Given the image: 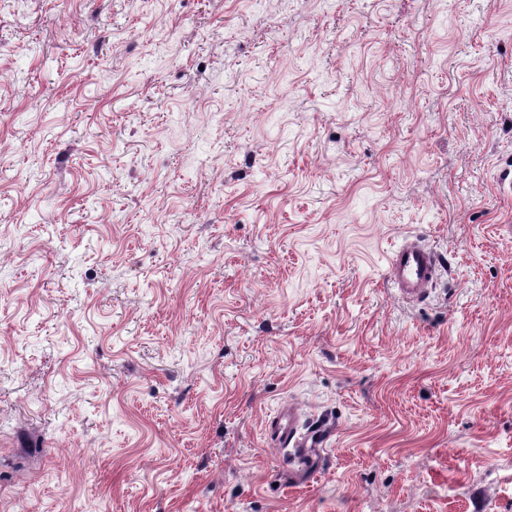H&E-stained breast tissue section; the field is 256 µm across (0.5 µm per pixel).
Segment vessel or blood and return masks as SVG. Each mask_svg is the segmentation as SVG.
I'll list each match as a JSON object with an SVG mask.
<instances>
[{"label":"vessel or blood","mask_w":512,"mask_h":512,"mask_svg":"<svg viewBox=\"0 0 512 512\" xmlns=\"http://www.w3.org/2000/svg\"><path fill=\"white\" fill-rule=\"evenodd\" d=\"M440 263L437 255L415 240H407L392 250L388 256L389 280L401 297L419 299L438 276ZM269 439L277 446L290 449L292 463L308 462L320 446L318 436L298 435L294 417H286L272 426Z\"/></svg>","instance_id":"obj_1"}]
</instances>
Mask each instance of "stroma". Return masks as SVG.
<instances>
[{
  "label": "stroma",
  "instance_id": "1",
  "mask_svg": "<svg viewBox=\"0 0 512 512\" xmlns=\"http://www.w3.org/2000/svg\"><path fill=\"white\" fill-rule=\"evenodd\" d=\"M0 512H512V0H0ZM437 255L416 240L406 239L388 256L389 281L406 300L419 299L438 276ZM269 439L276 446L281 448H293L290 461L298 465H304L305 462L313 457L321 442L319 437L312 434L297 435L296 421L289 412L288 417L282 418L274 426L270 427Z\"/></svg>",
  "mask_w": 512,
  "mask_h": 512
}]
</instances>
